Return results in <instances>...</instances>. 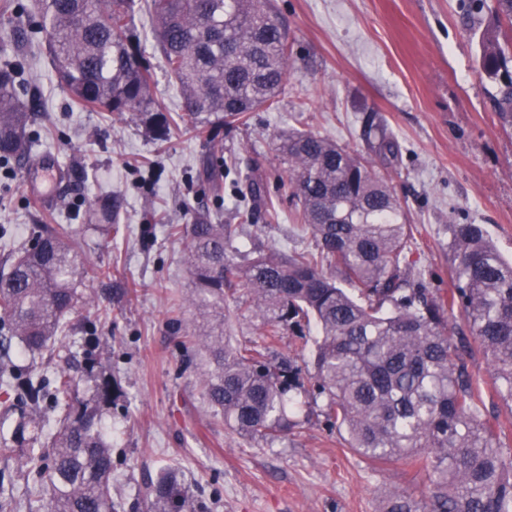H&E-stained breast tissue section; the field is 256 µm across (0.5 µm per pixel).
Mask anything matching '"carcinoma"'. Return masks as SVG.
I'll list each match as a JSON object with an SVG mask.
<instances>
[{
	"mask_svg": "<svg viewBox=\"0 0 512 512\" xmlns=\"http://www.w3.org/2000/svg\"><path fill=\"white\" fill-rule=\"evenodd\" d=\"M496 27L483 32V74L498 84L496 112L512 126V0H494ZM154 48L178 85L177 117L152 95L154 71L146 48L129 31L135 0H35L32 32L45 38L54 72L84 111L139 116L155 140L172 129L243 124L271 109L287 76L290 47L271 0H147ZM20 8L0 3V164L29 153L30 86L9 61L13 42L28 38ZM296 219L316 251L258 252L239 264L227 256L236 224H172L185 246L197 286L198 313L242 291L273 340L287 327L313 323L312 379L325 395V415L348 435L349 447L377 461L415 460L429 476L417 501L387 494L383 512H512V455L494 427L477 415L481 391L468 372L472 347L454 340L449 322L461 317L490 362L498 394L512 407V261L480 224H451L453 286L432 289L410 275V233L402 208L370 162L309 131L278 135ZM224 147L210 141L199 175L216 190L235 170L219 167ZM238 216L253 224L268 209L267 185L256 175L238 180ZM125 206L106 195L89 214L103 236L118 231ZM117 275L83 258L69 224H36L28 240L0 264V407L41 410L22 467L32 477L29 499L45 512H115L112 443L98 423V406L122 396L102 379L94 398L80 397L70 365L51 376L38 360L53 355L69 331L81 288ZM354 286V297L340 282ZM202 386L208 405L236 433L272 439L295 426L290 393L301 386L291 359L273 363L264 352L231 348L223 334L200 336ZM31 361L24 382L9 367L14 351ZM157 512H185L186 490L166 471L145 486Z\"/></svg>",
	"mask_w": 512,
	"mask_h": 512,
	"instance_id": "1",
	"label": "carcinoma"
}]
</instances>
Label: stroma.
Instances as JSON below:
<instances>
[{"label": "stroma", "instance_id": "1", "mask_svg": "<svg viewBox=\"0 0 512 512\" xmlns=\"http://www.w3.org/2000/svg\"><path fill=\"white\" fill-rule=\"evenodd\" d=\"M459 0H273L288 34L287 78L273 110L246 124L218 128L225 154L257 164L278 211L269 230L238 224L232 187L213 193L197 178L208 131L174 134L158 143L136 117L74 107L57 83L46 47L20 42L12 59L37 96L28 127V157L0 168V261L25 242L36 224H68L89 261L119 266L131 294L94 284L73 314L61 347L91 398L97 375L123 390L101 408L112 440V497L116 512H147L144 484L177 472L187 512H381L385 493L415 499L428 492L427 475L405 461L379 462L358 454L348 436L322 412L304 367L293 394L295 426L270 442L225 426L202 393V361L173 330L191 322L197 291L172 224L203 217L238 224L236 245L248 253L315 248L297 225L294 203L280 184L285 166L277 132L296 128L328 138L367 158L387 178L412 228L407 258L433 287L452 286L448 227L481 224L501 255L512 260V129L502 127L495 85L481 73L478 40L491 23L483 13L465 24ZM383 126L398 146L383 155L369 125ZM52 153L62 174L82 170L74 189L49 201L28 192L33 159ZM124 197L114 239L88 230L99 196ZM233 346L265 343L261 318L242 294L225 295ZM467 368L484 390L481 419L493 425L503 451L512 450V411L494 389L488 359L474 350Z\"/></svg>", "mask_w": 512, "mask_h": 512}]
</instances>
